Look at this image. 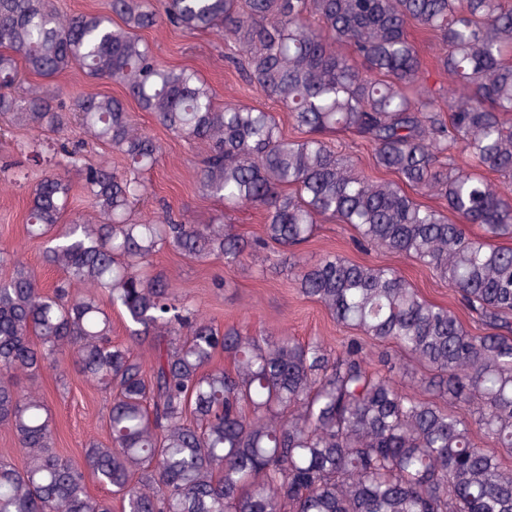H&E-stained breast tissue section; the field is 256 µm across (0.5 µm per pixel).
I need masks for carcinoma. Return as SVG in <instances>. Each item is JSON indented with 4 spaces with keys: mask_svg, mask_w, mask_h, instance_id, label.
Listing matches in <instances>:
<instances>
[{
    "mask_svg": "<svg viewBox=\"0 0 512 512\" xmlns=\"http://www.w3.org/2000/svg\"><path fill=\"white\" fill-rule=\"evenodd\" d=\"M158 3L68 16L0 0V121L32 136L26 232L59 274L46 291L0 256V426L23 457L0 462V512H512V0ZM165 21L224 40L296 135L162 64L142 33ZM74 68L123 97L65 106L50 81ZM23 71L45 83L20 89ZM130 103L203 145L200 192L260 212V233L167 206L143 219L162 149ZM91 142L106 149L95 163ZM77 188L91 214L67 224ZM324 220L428 269L482 332L396 267L302 256ZM169 249L274 264L350 336L221 327L157 269ZM66 359L109 398L106 441L78 459L26 384Z\"/></svg>",
    "mask_w": 512,
    "mask_h": 512,
    "instance_id": "1",
    "label": "carcinoma"
}]
</instances>
